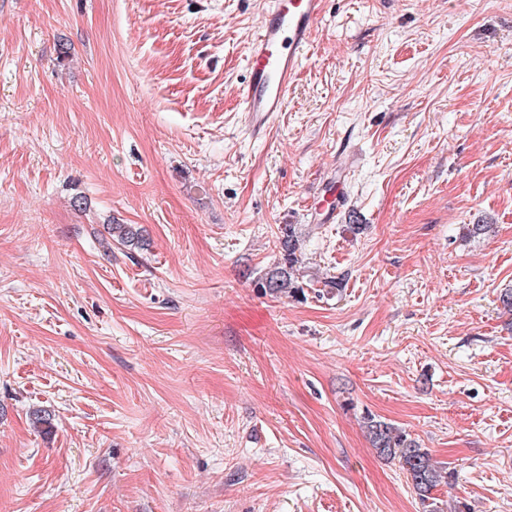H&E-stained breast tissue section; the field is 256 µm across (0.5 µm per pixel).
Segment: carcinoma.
<instances>
[{"mask_svg": "<svg viewBox=\"0 0 512 512\" xmlns=\"http://www.w3.org/2000/svg\"><path fill=\"white\" fill-rule=\"evenodd\" d=\"M110 233L121 245L134 248L144 246L141 232L133 224H112ZM280 245L282 261L265 273L257 287L271 295H295L303 291L297 268L299 235L296 225L286 224L281 228ZM367 431L371 445L377 453L398 460L400 468L410 477L424 512H439L432 491L441 484L443 475L442 470L431 462L428 450L420 447L408 434L383 421L368 419Z\"/></svg>", "mask_w": 512, "mask_h": 512, "instance_id": "1", "label": "carcinoma"}]
</instances>
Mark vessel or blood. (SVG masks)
Instances as JSON below:
<instances>
[{
	"label": "vessel or blood",
	"instance_id": "obj_1",
	"mask_svg": "<svg viewBox=\"0 0 512 512\" xmlns=\"http://www.w3.org/2000/svg\"><path fill=\"white\" fill-rule=\"evenodd\" d=\"M326 0H270L247 50L248 76L241 110L252 131H262L282 111L312 41Z\"/></svg>",
	"mask_w": 512,
	"mask_h": 512
}]
</instances>
